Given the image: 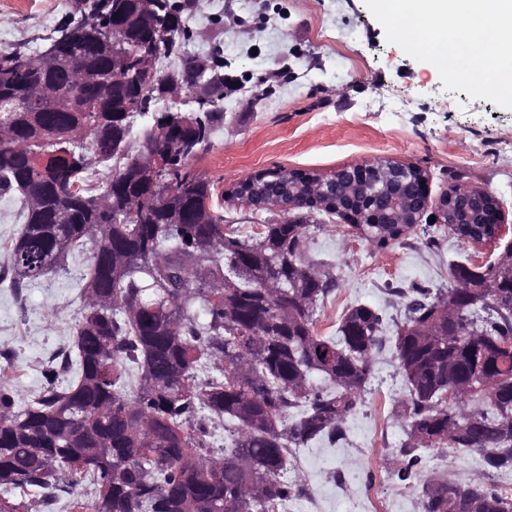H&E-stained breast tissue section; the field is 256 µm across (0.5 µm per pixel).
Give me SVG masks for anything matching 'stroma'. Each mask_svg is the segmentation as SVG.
<instances>
[{
  "label": "stroma",
  "instance_id": "1",
  "mask_svg": "<svg viewBox=\"0 0 512 512\" xmlns=\"http://www.w3.org/2000/svg\"><path fill=\"white\" fill-rule=\"evenodd\" d=\"M190 54L223 60L210 97L223 117L207 151L191 161L228 192L258 171L283 167L323 175L392 159L422 169L432 198L448 188L481 189L501 205L506 233L499 244L469 243L440 224L422 222L399 243L377 249L341 218L313 213L304 252L336 288L316 312V329L334 335L357 304L377 309L385 342L362 404L343 440L296 449L287 479L301 492L288 512H421L416 487L394 475L407 424L408 395L393 352L406 319L409 290H443L450 266L481 267L512 243V108L463 91L445 90L437 68L389 43L364 0H187ZM79 0H0V51L35 48ZM228 230L252 236L283 220L279 210L223 206ZM90 246L72 251L63 269L14 286L0 281V375L27 400L42 386L41 369L65 352L80 318ZM422 479L473 480L502 486L477 451L424 453Z\"/></svg>",
  "mask_w": 512,
  "mask_h": 512
}]
</instances>
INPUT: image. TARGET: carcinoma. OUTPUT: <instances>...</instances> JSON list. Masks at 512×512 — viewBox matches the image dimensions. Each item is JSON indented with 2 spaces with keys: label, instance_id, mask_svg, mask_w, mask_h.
I'll return each instance as SVG.
<instances>
[{
  "label": "carcinoma",
  "instance_id": "cac0c4a2",
  "mask_svg": "<svg viewBox=\"0 0 512 512\" xmlns=\"http://www.w3.org/2000/svg\"><path fill=\"white\" fill-rule=\"evenodd\" d=\"M179 0H81L44 38L56 66L27 65L38 53L0 52V195L20 205L22 227L9 250L14 283L61 268L71 250L89 244L81 318L73 342L43 370L44 386L19 405L0 384V512H24L19 498L38 492L46 505L68 499L69 512H282L300 488L283 479L293 451L343 435L361 403L382 318L369 305L344 314L336 335L315 330L314 315L335 286L302 253L304 225L285 219L256 237L225 231L213 182L190 168L210 144L215 102L195 112H155L157 87H134L115 69L155 18L167 25L155 59L185 53L189 30ZM143 31L122 29L129 17ZM89 73L112 75L101 90L86 86L68 112L32 107L36 85H79L72 60ZM218 62H185L169 75L192 87L191 75ZM157 155L152 172L126 166ZM104 169L99 187L78 180ZM268 169L253 180L259 197L288 200L290 182ZM331 206L383 212L372 189L358 192L336 174L323 184ZM140 202L129 215L125 204ZM383 249L411 228L397 212L390 224H356ZM478 221L455 225L463 238L492 234ZM191 240H186V237ZM444 293L415 286L394 349L405 375L407 441L395 475L412 483L421 449L477 450L488 470L512 473V272L497 262L459 263ZM213 366L219 376L198 380ZM75 370L65 387L61 373ZM502 377L497 390L480 377ZM318 376L327 386L312 384ZM469 390L456 401L448 386ZM224 424L229 444L216 456L211 427ZM89 480L93 496L74 486ZM422 512H512V498L486 484L439 480L422 488Z\"/></svg>",
  "mask_w": 512,
  "mask_h": 512
}]
</instances>
